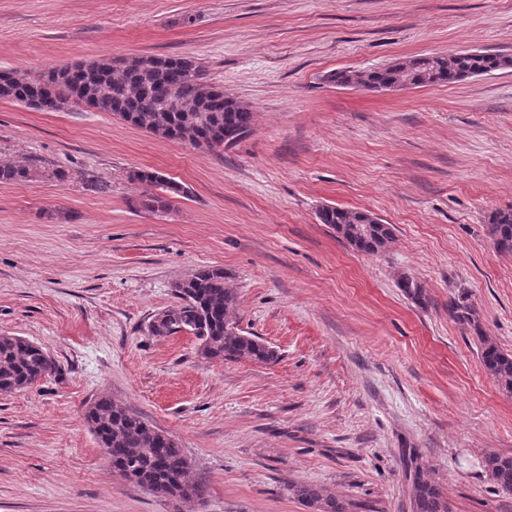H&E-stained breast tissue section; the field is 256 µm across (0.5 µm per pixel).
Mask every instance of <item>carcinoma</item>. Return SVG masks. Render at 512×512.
Listing matches in <instances>:
<instances>
[{"label": "carcinoma", "mask_w": 512, "mask_h": 512, "mask_svg": "<svg viewBox=\"0 0 512 512\" xmlns=\"http://www.w3.org/2000/svg\"><path fill=\"white\" fill-rule=\"evenodd\" d=\"M511 67V56L469 50L449 56H418L365 70L339 69L327 80L340 87L374 91L396 85H447ZM0 99L43 112L83 104L110 112L156 137L188 141L210 150L236 146L250 135L255 122L250 105L210 82L195 59L179 55H142L55 67L39 79L17 70H1ZM35 174L30 165L0 162V182L27 181ZM130 179L147 186L163 184L172 196L187 194L184 187L156 171H135ZM141 205L150 211H164L170 207V200L147 193ZM317 219L365 254H378L395 240L391 225L368 224L363 211L324 206ZM488 235L495 250L512 256V208L497 210L489 217ZM226 278L224 269L206 266L176 282V301L153 316L151 334H190L207 359L275 362L278 355L273 347L240 328L237 296L225 286ZM398 287L414 303H426V291L413 277L401 276ZM450 313L480 336L485 370L503 391L512 394V354L481 335L476 309L468 297L453 301ZM54 372L55 363L42 348L24 337L0 334V394L19 393ZM84 418L118 476H133L137 486L171 503L174 512H180L184 502L205 497V486L189 479V456L177 442L161 438L158 428L141 415L101 395L86 408ZM485 468L499 488L512 492L511 456L490 454ZM288 491L311 512H350L348 501L322 486L291 483ZM412 498L413 512H448L442 489L425 478L418 466L413 474Z\"/></svg>", "instance_id": "cac0c4a2"}]
</instances>
